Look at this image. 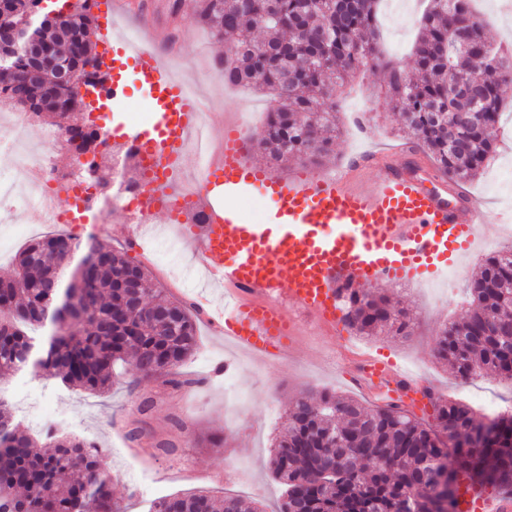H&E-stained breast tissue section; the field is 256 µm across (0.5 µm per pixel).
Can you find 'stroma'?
Listing matches in <instances>:
<instances>
[{"instance_id":"35a3bbf8","label":"stroma","mask_w":512,"mask_h":512,"mask_svg":"<svg viewBox=\"0 0 512 512\" xmlns=\"http://www.w3.org/2000/svg\"><path fill=\"white\" fill-rule=\"evenodd\" d=\"M178 29L182 38L174 67L202 87L203 110L209 122L218 126L228 115L267 110V98L246 88L225 87L223 71L210 65L211 56L223 53L224 46L197 23L194 13L183 12ZM381 31L382 57L410 70L418 25L403 29L386 18ZM124 84L126 94L115 111L94 113L96 126L108 130L120 126L129 133L144 121L148 97L133 69H126ZM385 87L381 69L371 65L348 78L341 89L349 98L336 106L342 131L330 154L315 162L282 163L281 171L292 174L308 168L333 172L372 149L408 152L411 138L398 115L388 110ZM354 112L364 113L370 129L369 136L359 140L352 139L349 131ZM498 140L496 156L480 176L466 185L486 211L485 250L468 253L458 266L461 293L444 294L432 279L397 282L388 287L389 293L411 312L415 323L412 338L363 336L347 328L334 337L305 332L297 336L280 361L264 363L229 348L223 338L209 334L202 325L197 332V350L176 369L179 377L197 382L196 387L183 389L166 386L159 375L141 381L133 390L118 378L106 393L94 395L68 388L57 379L44 380L28 372H0V396L10 402L18 432L41 437L53 425L96 444L113 479L114 496L126 505L127 512H147L155 496L196 490L216 496H247L257 501L263 512H278L281 487L272 478L268 462L272 440L281 430L289 401L314 386L376 405L374 395L359 390L344 377L347 366L358 357L378 352L390 355L400 368L421 373L442 398H463L477 412H484L489 400L497 401L501 410L512 411L511 381L486 375L471 381L468 394H459L457 377L435 353L439 328L461 317L468 308L463 288L478 274L484 253L512 246V234L505 231L512 218L503 213L501 204L512 194V181L501 184L493 180L501 163L512 158V135L500 133ZM63 230L81 243L93 235L125 250L130 259L151 270L153 287L167 289L174 297L186 300L204 289L213 304L224 301L223 290L210 286L191 247L177 238L175 225L164 218L156 219L152 238L139 249L127 245L130 226L126 215L119 211L110 214L106 225L67 224ZM228 377L250 397L248 406L237 412L224 408V380ZM149 396L156 400L149 426L174 436L177 449L173 455L157 457L150 446L125 439L130 424L141 417L142 399ZM234 461L245 464L236 475L229 470ZM136 471L152 480V496L141 495L136 488L132 477Z\"/></svg>"}]
</instances>
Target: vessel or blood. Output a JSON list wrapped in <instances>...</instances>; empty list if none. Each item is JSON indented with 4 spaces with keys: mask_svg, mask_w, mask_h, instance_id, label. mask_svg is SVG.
Wrapping results in <instances>:
<instances>
[{
    "mask_svg": "<svg viewBox=\"0 0 512 512\" xmlns=\"http://www.w3.org/2000/svg\"><path fill=\"white\" fill-rule=\"evenodd\" d=\"M98 13L114 49L113 99L125 93L122 73L129 64L149 96L152 118L130 139L171 172L202 114L187 98L184 82L172 76L154 30L133 43L114 29L112 0H100ZM211 140L205 189L184 200L171 182H152L139 207L149 216L184 219L186 241L224 288L223 306L200 299L203 320L260 361L279 359L299 335L288 308L313 322L335 320L338 277L373 287L432 275L458 264L481 235L478 201L438 171L404 175L382 155L384 172L371 187L350 169L333 177L280 176L252 161L250 142L234 121H225ZM254 187L276 202L268 223H249L227 203ZM195 213L204 214L205 223H189ZM350 379L368 390L385 388L391 402L413 408L428 407L433 397L414 374L380 356L360 358ZM461 499L463 512H512L510 495L466 489Z\"/></svg>",
    "mask_w": 512,
    "mask_h": 512,
    "instance_id": "b4317fda",
    "label": "vessel or blood"
}]
</instances>
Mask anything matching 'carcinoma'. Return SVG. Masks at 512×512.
Returning a JSON list of instances; mask_svg holds the SVG:
<instances>
[{
  "mask_svg": "<svg viewBox=\"0 0 512 512\" xmlns=\"http://www.w3.org/2000/svg\"><path fill=\"white\" fill-rule=\"evenodd\" d=\"M40 0H12L5 25L20 22ZM201 26L231 40L224 76L272 92L275 104L259 142L275 162L315 160L331 151L340 133L329 105L338 82L379 62L378 0H192ZM472 0H429L420 21L414 72L389 63L388 103L437 170L456 183L469 182L497 150L502 86L512 83V55L490 42L475 49L456 42L461 25L484 35L486 25ZM98 17L89 0L55 14L38 42L56 53L19 46L7 50L11 72L0 78V103L24 110L67 133L80 111L60 71L79 67L98 41ZM463 75L480 100L454 93ZM80 245L68 235L31 240L15 258V276L0 280V371L39 370L73 388L104 393L129 364L130 384L170 373L197 348L190 308L148 286V272L123 252L90 237L86 256L101 254L95 277L70 275L62 266ZM345 325L365 336L409 338L413 319L383 288L369 291L346 281L336 288ZM473 306L437 334L436 350L458 377L469 381L486 370L512 379V248L483 259L469 286ZM67 313L75 331L61 327L34 341L30 329ZM436 423L426 425L397 405L366 407L326 390L310 389L291 402L275 439L269 469L283 487L279 512H456L457 477L469 475L500 494H512V412L491 420L469 406L435 400ZM0 398V512H126L112 495L98 448L52 433L49 450L12 428ZM149 512H261L241 497L206 491L175 493L153 501Z\"/></svg>",
  "mask_w": 512,
  "mask_h": 512,
  "instance_id": "obj_1",
  "label": "carcinoma"
}]
</instances>
